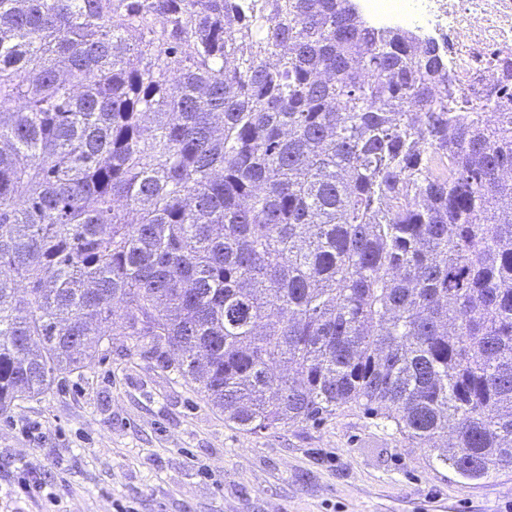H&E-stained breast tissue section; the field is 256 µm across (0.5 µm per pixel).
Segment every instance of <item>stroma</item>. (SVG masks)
Segmentation results:
<instances>
[{
    "instance_id": "obj_1",
    "label": "stroma",
    "mask_w": 512,
    "mask_h": 512,
    "mask_svg": "<svg viewBox=\"0 0 512 512\" xmlns=\"http://www.w3.org/2000/svg\"><path fill=\"white\" fill-rule=\"evenodd\" d=\"M32 476L55 512H512V470L461 483L358 408L241 431L119 338L0 416V512H45Z\"/></svg>"
}]
</instances>
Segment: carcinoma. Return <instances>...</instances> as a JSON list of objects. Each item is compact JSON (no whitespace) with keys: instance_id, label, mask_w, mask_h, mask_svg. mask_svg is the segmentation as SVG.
Masks as SVG:
<instances>
[{"instance_id":"cac0c4a2","label":"carcinoma","mask_w":512,"mask_h":512,"mask_svg":"<svg viewBox=\"0 0 512 512\" xmlns=\"http://www.w3.org/2000/svg\"><path fill=\"white\" fill-rule=\"evenodd\" d=\"M507 169L353 0H0V415L121 336L242 431L512 470Z\"/></svg>"}]
</instances>
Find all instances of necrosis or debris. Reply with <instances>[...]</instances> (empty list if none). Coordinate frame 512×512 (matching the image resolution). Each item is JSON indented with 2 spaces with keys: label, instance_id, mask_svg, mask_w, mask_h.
I'll list each match as a JSON object with an SVG mask.
<instances>
[{
  "label": "necrosis or debris",
  "instance_id": "4bbe7bcc",
  "mask_svg": "<svg viewBox=\"0 0 512 512\" xmlns=\"http://www.w3.org/2000/svg\"><path fill=\"white\" fill-rule=\"evenodd\" d=\"M378 32L405 31L436 45L461 101L511 112L500 95L503 60H512V0H354Z\"/></svg>",
  "mask_w": 512,
  "mask_h": 512
}]
</instances>
